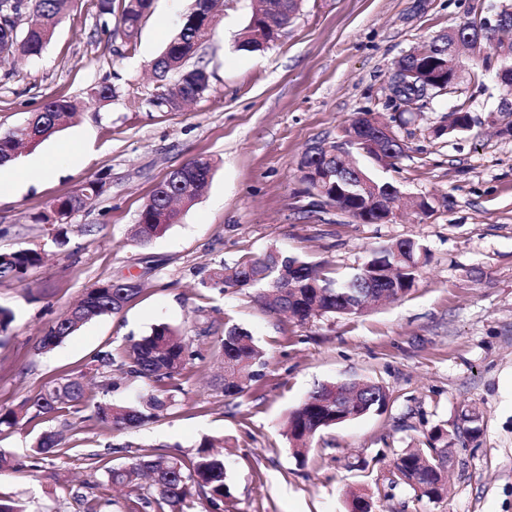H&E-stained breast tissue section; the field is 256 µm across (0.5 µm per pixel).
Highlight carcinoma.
<instances>
[{"mask_svg": "<svg viewBox=\"0 0 512 512\" xmlns=\"http://www.w3.org/2000/svg\"><path fill=\"white\" fill-rule=\"evenodd\" d=\"M152 2L121 0L120 10L116 11L113 0H98L99 16L103 19V26L115 22V34L130 40L141 29ZM216 2L194 0L193 8L186 14L177 34L150 62L155 78L159 81L174 78V88L147 99L148 107L160 111L176 110L178 100L194 101L207 92L209 80L202 68L189 69L186 63L202 44L200 30L208 15L215 10ZM268 2L270 8L267 11L252 16L239 41L240 49L257 51L263 43L276 42L296 17L301 0H290L287 13L277 9L278 0ZM61 5L62 0H35L32 6L28 0H0V60L15 55H40L54 35ZM22 13L27 14V25L19 34L14 17ZM114 14L117 15L115 19L112 18ZM468 48L472 51V58L466 60L462 58L455 40H431L420 49V57L410 55L401 58L419 71L414 81L425 86L419 100L458 95L459 85L448 80V72L455 68L460 70L463 78L473 82L491 70L512 74V40H499L497 45L490 46V52L486 54L482 44H470ZM402 104L401 99L386 98L385 108L393 114L382 118V121L392 129L406 122L404 112L400 111ZM69 115L71 110L67 109L66 99H51L32 113L24 126L1 133L0 165L13 160L20 145H38L47 139ZM212 171L211 159L199 157L159 182L138 215L134 231L137 241L148 243L176 223L180 212L170 206L171 199L175 197L185 206L192 205L209 184ZM372 181L383 202L354 216V219L366 224H380L388 211L387 202L397 203L399 199L389 198L393 183L375 177ZM102 184L100 179L93 180L75 193L54 199L45 211L35 217V221L51 226L66 223L69 216L81 211L90 200L101 194ZM305 192L319 197L321 204L335 207L345 214L352 208H362L358 202L362 193L360 177L353 171L333 177L319 190L307 187ZM425 254L422 244L405 239L382 247L367 261V265L396 271L400 287L393 289L391 298L398 299L413 286ZM41 262V253L33 249L1 253L0 276L20 278ZM284 276L289 277L288 287L268 286L269 282ZM250 280L260 285L257 298L263 308L290 315L302 323L326 314L358 316L363 313L360 305L376 303V300L363 296L365 289L357 275L338 282L317 264L294 255L282 253L277 256L273 250L259 257H243L232 266L222 264L214 268L205 286L222 294L230 289H245ZM139 292L140 284L133 276L96 284L42 336L41 348L50 350L92 319L121 311ZM218 346L224 361L221 382L224 397L240 396L265 376L266 352L246 327L230 319L224 321V335L219 338ZM200 358L201 352L192 349L191 340L181 330L167 323L157 324L148 335L127 347L98 352L95 362L100 380L93 386L86 385L78 377L50 380L22 404L20 411L0 414V426L14 427L28 415L58 418L91 407L97 421L105 428L122 431L141 427L169 414L175 405L171 393L174 381L190 361ZM114 365L130 377L149 382L150 390L136 404L119 405L108 399L113 386L111 372ZM368 386V390L358 395L359 413L362 415L387 406L391 399L383 386L373 382ZM344 392L341 384H322L289 414L288 440L295 458L304 459L310 439L331 426V420L336 416V401ZM427 443L426 448L403 452L396 457L389 486L401 482L418 497L439 501L448 495L445 469L449 456L448 440L443 430L436 428ZM129 448V444L111 447L114 453L128 454V460L122 466L108 470V481L112 486L129 487L135 492L128 512H144L148 508L153 512H191L197 495L204 496L215 510L224 506V498L229 495L224 458L213 454L208 442L199 445L196 456L189 462L161 450L150 454H130Z\"/></svg>", "mask_w": 512, "mask_h": 512, "instance_id": "1", "label": "carcinoma"}]
</instances>
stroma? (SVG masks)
<instances>
[{
	"mask_svg": "<svg viewBox=\"0 0 512 512\" xmlns=\"http://www.w3.org/2000/svg\"><path fill=\"white\" fill-rule=\"evenodd\" d=\"M502 0H303L281 37L262 51L239 50L255 0H220L213 33L194 55L209 90L175 111L146 107L157 83L148 64L169 43L194 0H154L134 42L111 36L97 0H69L41 55L0 64V133L26 123L51 98L76 116L12 166L23 176L51 155L54 173L0 198V253L44 251L23 278L0 277V307L15 320L0 331V414L18 410L54 378L98 379L94 355L168 323L190 336L214 326L201 359L188 365L170 416L115 432L92 409L52 421L0 427V498L27 512H127L109 468V447L127 441L191 460L203 441L221 446L230 495L224 512H348L351 494L373 512H512V134L489 113L501 93L494 74L463 83L459 98L430 100L399 128L405 152L377 177L435 211L364 224L335 208H315L298 177L305 149L342 136L356 112L381 110L395 61ZM115 96L91 101L95 85ZM465 102L472 131L434 139L430 129ZM205 156L210 184L178 223L148 244L132 228L155 185ZM104 176L103 193L63 224L64 244L33 223L56 197ZM419 241L427 261L400 300L357 317L307 323L264 310L254 290L224 294L203 286L208 270L276 249L322 263L329 276L357 271L381 247ZM125 276L142 291L49 352L41 336L95 284ZM247 327L267 352L264 378L230 400L212 384L220 372L224 318ZM372 381L389 406L326 428L297 460L285 435L291 411L318 385ZM477 435H468L467 417ZM448 434L447 498H418L389 487L397 454ZM61 435L58 454L40 455L37 437ZM99 457L89 468L87 457Z\"/></svg>",
	"mask_w": 512,
	"mask_h": 512,
	"instance_id": "obj_1",
	"label": "stroma"
}]
</instances>
